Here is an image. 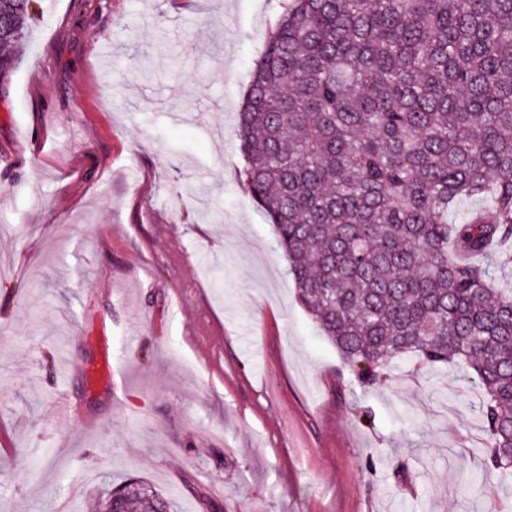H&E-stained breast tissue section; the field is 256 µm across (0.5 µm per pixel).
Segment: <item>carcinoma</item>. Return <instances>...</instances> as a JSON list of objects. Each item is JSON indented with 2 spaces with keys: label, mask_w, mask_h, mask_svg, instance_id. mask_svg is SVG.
Segmentation results:
<instances>
[{
  "label": "carcinoma",
  "mask_w": 512,
  "mask_h": 512,
  "mask_svg": "<svg viewBox=\"0 0 512 512\" xmlns=\"http://www.w3.org/2000/svg\"><path fill=\"white\" fill-rule=\"evenodd\" d=\"M32 3L0 0V81ZM238 135L244 185L344 364L379 385L405 354L465 366L485 464L511 469L512 290L469 258L512 239V0H291ZM97 508L174 512L135 479Z\"/></svg>",
  "instance_id": "obj_1"
}]
</instances>
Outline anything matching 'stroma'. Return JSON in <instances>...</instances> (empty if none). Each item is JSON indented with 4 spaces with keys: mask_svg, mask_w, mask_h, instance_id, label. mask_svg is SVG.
I'll list each match as a JSON object with an SVG mask.
<instances>
[{
    "mask_svg": "<svg viewBox=\"0 0 512 512\" xmlns=\"http://www.w3.org/2000/svg\"><path fill=\"white\" fill-rule=\"evenodd\" d=\"M279 0H35L0 82V512H489L463 368L354 380L243 188ZM117 386L92 381L104 354ZM97 508L99 512H173L175 507L147 484L131 479L113 487L98 501Z\"/></svg>",
    "mask_w": 512,
    "mask_h": 512,
    "instance_id": "stroma-1",
    "label": "stroma"
}]
</instances>
